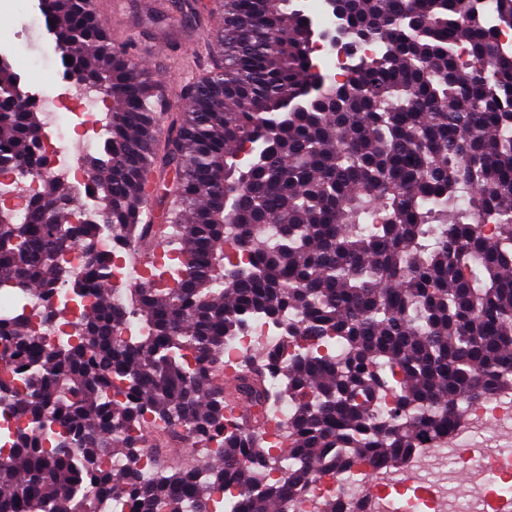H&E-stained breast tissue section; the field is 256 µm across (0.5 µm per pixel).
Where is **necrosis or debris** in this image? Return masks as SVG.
<instances>
[{"label":"necrosis or debris","mask_w":512,"mask_h":512,"mask_svg":"<svg viewBox=\"0 0 512 512\" xmlns=\"http://www.w3.org/2000/svg\"><path fill=\"white\" fill-rule=\"evenodd\" d=\"M54 94L31 86L23 98L27 108L44 114L41 147L50 159L48 171L21 173L13 170L0 175V183L12 187L13 215L24 222L30 202L41 191L45 176L77 185L84 200H91L96 186L86 173L84 160L104 139L102 114L106 107L99 92L79 89L65 74L64 63L54 71ZM74 116L86 142L82 154L68 156L61 123ZM112 234H102L95 249L112 257V278L137 288L154 280V273L115 253ZM299 337H287L277 325L259 321L243 335L230 338L224 346V368L234 367L247 356L269 349L291 353L303 347ZM469 474L466 497L457 500L454 485L459 471ZM407 474L414 484L422 512H498L512 500V390H502L487 403L468 407L466 415L437 448H423L397 464L383 463L360 472L350 481L340 475L319 477L301 500L290 502L288 512H321L326 498H334L338 512H411L409 505L390 497L398 474Z\"/></svg>","instance_id":"4bbe7bcc"}]
</instances>
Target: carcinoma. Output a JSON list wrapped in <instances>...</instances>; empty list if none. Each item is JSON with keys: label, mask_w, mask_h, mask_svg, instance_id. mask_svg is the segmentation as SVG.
<instances>
[{"label": "carcinoma", "mask_w": 512, "mask_h": 512, "mask_svg": "<svg viewBox=\"0 0 512 512\" xmlns=\"http://www.w3.org/2000/svg\"><path fill=\"white\" fill-rule=\"evenodd\" d=\"M43 2L75 85L112 87L89 161L96 218L70 223L82 197L47 177L26 222L0 221V287L81 300L112 275L94 250L102 227L155 239L154 193L180 252L160 283L127 289L138 336L120 335L103 290L70 341L40 333L63 328L66 302L0 322L20 376L0 380V403L27 421L0 459V512H95L123 495L138 512H210L226 487L241 512H284L312 475L397 463L446 439L458 405L512 388V54L499 43L512 0H494L492 26L483 0H344L350 43L381 51L341 82L315 70L294 0H219L217 62L163 142L162 100L131 49L86 0ZM15 86L0 67V167L41 168L42 119ZM73 240L87 254L74 279L59 248ZM258 320L311 345L247 358L226 394L224 342ZM288 399V443L273 448L266 426ZM150 420L216 448L143 484ZM109 454L129 468L110 473ZM283 455L290 476L261 478Z\"/></svg>", "instance_id": "1"}]
</instances>
